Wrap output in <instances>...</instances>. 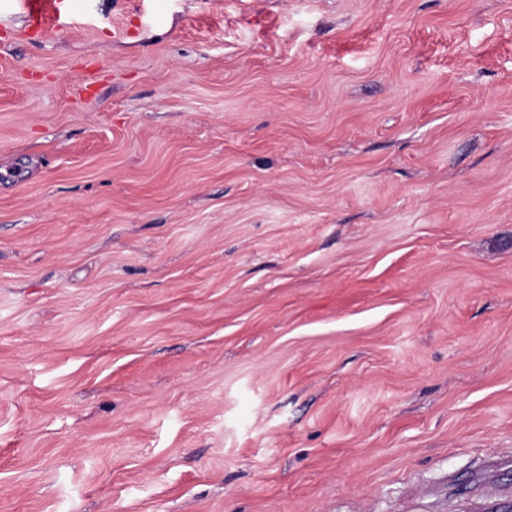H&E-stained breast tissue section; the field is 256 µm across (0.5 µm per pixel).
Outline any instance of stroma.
I'll list each match as a JSON object with an SVG mask.
<instances>
[{"mask_svg":"<svg viewBox=\"0 0 512 512\" xmlns=\"http://www.w3.org/2000/svg\"><path fill=\"white\" fill-rule=\"evenodd\" d=\"M0 71V512L512 494V0H75Z\"/></svg>","mask_w":512,"mask_h":512,"instance_id":"1","label":"stroma"}]
</instances>
